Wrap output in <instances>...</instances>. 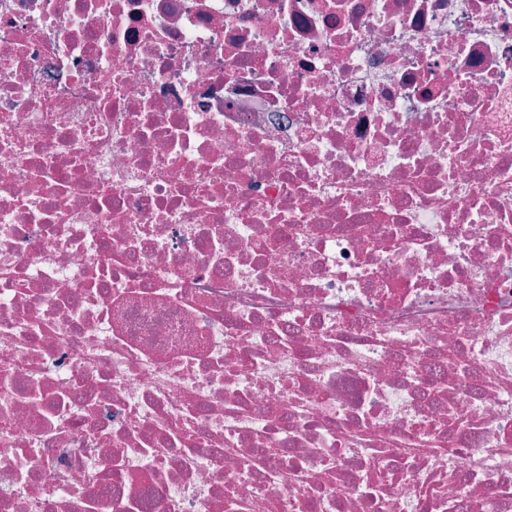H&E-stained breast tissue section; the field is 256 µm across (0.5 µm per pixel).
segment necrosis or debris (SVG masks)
Wrapping results in <instances>:
<instances>
[{"instance_id": "4bbe7bcc", "label": "necrosis or debris", "mask_w": 512, "mask_h": 512, "mask_svg": "<svg viewBox=\"0 0 512 512\" xmlns=\"http://www.w3.org/2000/svg\"><path fill=\"white\" fill-rule=\"evenodd\" d=\"M512 512V0H0V512Z\"/></svg>"}]
</instances>
